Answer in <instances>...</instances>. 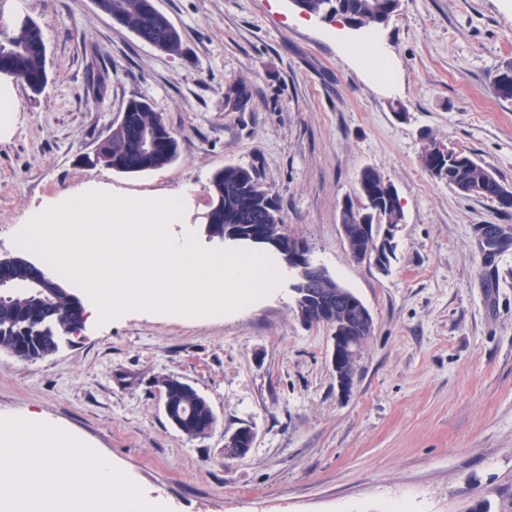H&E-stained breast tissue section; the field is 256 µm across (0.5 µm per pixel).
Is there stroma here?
I'll return each instance as SVG.
<instances>
[{
  "label": "stroma",
  "instance_id": "stroma-1",
  "mask_svg": "<svg viewBox=\"0 0 512 512\" xmlns=\"http://www.w3.org/2000/svg\"><path fill=\"white\" fill-rule=\"evenodd\" d=\"M182 33L161 53L93 0H0V28L40 25L47 84L13 91L0 135V258L25 211L93 180L120 196L193 186L186 221L206 243L211 181L256 168L289 237L369 309L354 384L341 392L331 332L306 327L291 291L210 320L133 309L84 325L49 358L0 350V419L37 415L79 440L166 512H512V248L486 259L479 228L512 237V213L456 193L422 166L423 133L512 185V102L492 87L512 60V0H399L375 33L396 86L343 53L361 35L292 0H158ZM148 101L178 142L163 168L82 166L129 100ZM400 199L388 272L351 257L339 226L365 168ZM191 384L216 425L166 417L161 381ZM256 434L241 458L224 438Z\"/></svg>",
  "mask_w": 512,
  "mask_h": 512
}]
</instances>
